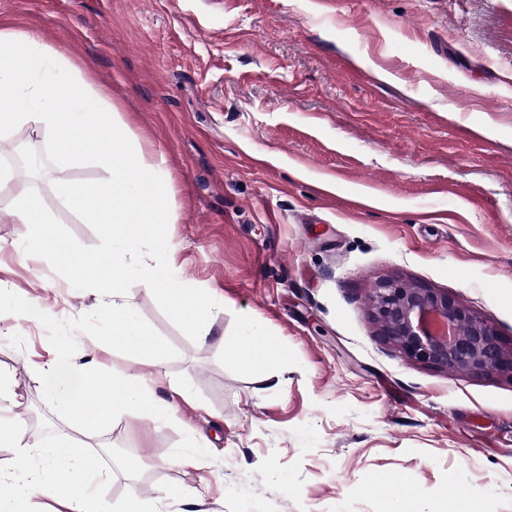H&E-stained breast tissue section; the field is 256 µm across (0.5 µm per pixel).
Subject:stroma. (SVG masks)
Listing matches in <instances>:
<instances>
[{"label":"stroma","mask_w":512,"mask_h":512,"mask_svg":"<svg viewBox=\"0 0 512 512\" xmlns=\"http://www.w3.org/2000/svg\"><path fill=\"white\" fill-rule=\"evenodd\" d=\"M0 28L37 32L109 92L134 141L165 172L178 286L216 289L212 334H186L138 280L122 284L159 365L95 349L92 289L50 255L15 249L21 193L63 239L103 258L106 226L82 223L69 187L108 179L101 151L61 166L35 127L24 143L50 178L0 182V281L45 303L50 322H0V371L33 441L69 435L43 398L39 364L59 337L73 362L172 381L195 402L153 421L131 409L96 440L133 449L105 499H164L177 483L200 512H512V378L411 361L370 311L383 277L448 292L512 350V0H0ZM387 80H380V73ZM250 317L288 353L275 381L231 351ZM211 454L170 459L187 429Z\"/></svg>","instance_id":"35a3bbf8"}]
</instances>
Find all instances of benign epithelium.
I'll list each match as a JSON object with an SVG mask.
<instances>
[{
    "mask_svg": "<svg viewBox=\"0 0 512 512\" xmlns=\"http://www.w3.org/2000/svg\"><path fill=\"white\" fill-rule=\"evenodd\" d=\"M371 307L383 339L412 361L473 376H512V352L497 329L446 292L387 278L373 288Z\"/></svg>",
    "mask_w": 512,
    "mask_h": 512,
    "instance_id": "1",
    "label": "benign epithelium"
}]
</instances>
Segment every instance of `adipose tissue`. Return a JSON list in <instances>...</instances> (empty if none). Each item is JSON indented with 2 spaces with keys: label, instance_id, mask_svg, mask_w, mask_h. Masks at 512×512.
Masks as SVG:
<instances>
[{
  "label": "adipose tissue",
  "instance_id": "ef3b65f1",
  "mask_svg": "<svg viewBox=\"0 0 512 512\" xmlns=\"http://www.w3.org/2000/svg\"><path fill=\"white\" fill-rule=\"evenodd\" d=\"M54 59L37 35L0 30V93L9 98L19 93L24 100L23 108L11 110L0 120V130L34 125L63 165L80 161L78 148L86 138L99 144L109 179L79 186L69 200L85 223L111 225L112 250L104 263L80 267L79 247L56 239L50 218L33 195L23 196L15 209L18 223L28 227L20 250L26 254L52 248L61 265L77 268L76 286L95 287L103 319V332L96 337V344L159 363L162 345L123 300L119 286L127 273L137 268L140 246H150L155 252L169 248L165 226L170 216L162 206L165 175L143 148H131L128 139L116 131L118 114L108 96L85 80L55 74ZM88 105L97 107L96 116L85 113ZM171 279V270L164 268H148L143 274L144 283L183 330L207 340L224 308L223 296L212 288H174ZM233 352L263 381L272 379L274 366L285 357L249 320ZM64 360L58 353L45 364L41 386L46 400L68 417L75 433L33 443L27 440L20 422L0 417V447L12 451L9 462L0 464V512H26L27 503L37 496L61 502L68 512H152L149 499L138 495L115 510L107 505L101 488L112 470L95 461L91 442L129 408L162 421L170 415V404H161L142 378L117 370L103 372L92 360L60 375Z\"/></svg>",
  "mask_w": 512,
  "mask_h": 512
}]
</instances>
